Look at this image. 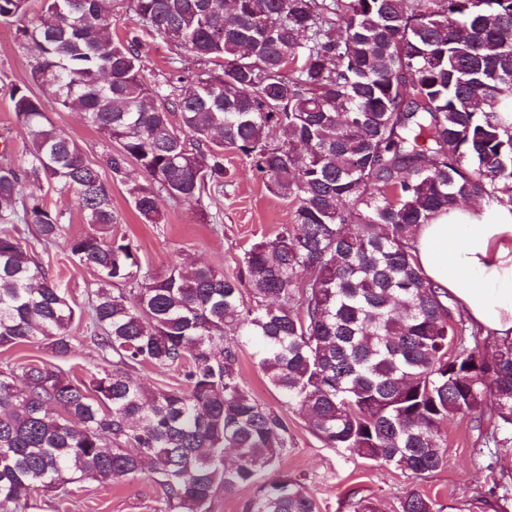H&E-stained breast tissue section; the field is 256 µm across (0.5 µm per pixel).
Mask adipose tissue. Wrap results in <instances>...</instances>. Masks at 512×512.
Masks as SVG:
<instances>
[{
  "instance_id": "obj_1",
  "label": "adipose tissue",
  "mask_w": 512,
  "mask_h": 512,
  "mask_svg": "<svg viewBox=\"0 0 512 512\" xmlns=\"http://www.w3.org/2000/svg\"><path fill=\"white\" fill-rule=\"evenodd\" d=\"M412 254L472 327L512 342V209L471 202L440 212L418 228Z\"/></svg>"
}]
</instances>
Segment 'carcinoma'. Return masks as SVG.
Listing matches in <instances>:
<instances>
[{
  "label": "carcinoma",
  "mask_w": 512,
  "mask_h": 512,
  "mask_svg": "<svg viewBox=\"0 0 512 512\" xmlns=\"http://www.w3.org/2000/svg\"><path fill=\"white\" fill-rule=\"evenodd\" d=\"M0 0L18 23L31 81L82 114L147 181L127 183L140 216L157 199L224 191V151L249 160L292 224L245 250L239 275L173 262L141 273L99 167L57 129L28 87L10 92L24 141L0 149V347L71 352L76 312L38 259L64 235L28 183L71 191L88 230L69 240L91 267L90 339L110 367L74 381L52 364L0 369V512L86 479L151 475L166 512H207L249 487L243 512H319L279 470L288 422L240 386V345L311 432L413 479L448 461L445 426L495 400L487 442L512 446V344L489 349L413 261L417 229L450 207L512 206V132L496 105L512 91V0H130L114 40L113 0ZM205 69L151 84L140 33ZM33 239L22 235L21 227ZM146 365L181 371L149 390ZM400 512H440L415 490ZM129 3L126 0H114V24L112 26V37L123 38L127 31L134 27L133 13L129 10Z\"/></svg>",
  "instance_id": "1"
}]
</instances>
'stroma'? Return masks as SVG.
<instances>
[{
	"mask_svg": "<svg viewBox=\"0 0 512 512\" xmlns=\"http://www.w3.org/2000/svg\"><path fill=\"white\" fill-rule=\"evenodd\" d=\"M16 29V24L0 22V138H10L19 151L23 134L15 122L9 91L12 86L29 83L30 55L20 46ZM140 53L147 73L159 81L171 73L191 79L200 70L195 58L157 37L143 36ZM42 103L51 121L80 144L86 159L101 166L118 215L112 231L138 245L142 271L161 273L179 259L221 269L232 277L242 267L245 249L254 242L274 239L291 222L289 201L271 194L264 177L252 171L248 160L228 151L224 154L223 195L201 205L160 198L159 223H146L126 187L127 180H143L137 165H128L126 178L113 177L101 165L109 148L104 137L79 114L60 108L53 99L43 98ZM38 254L59 288L78 308H87L92 271L72 257L62 241L39 249ZM87 326L84 318L74 323L72 350L66 358L53 359L44 344L25 343L0 348V368L53 362L70 375L96 369L103 361L90 341ZM237 369L245 390L287 420L291 446L280 468L301 480L318 501L320 512H353L351 502L360 497L373 501L379 512H400L399 501L411 490L432 498L442 505L443 512H496L501 497L512 500V448L488 447L480 439L495 426L492 404H485L480 418L449 421L447 464L415 482L394 467L378 466L324 446L310 431L303 409L286 403L268 383L250 348L240 350ZM27 512H164V505L159 485L145 474L109 484H73L65 507L45 497L31 500Z\"/></svg>",
	"mask_w": 512,
	"mask_h": 512,
	"instance_id": "1",
	"label": "stroma"
}]
</instances>
